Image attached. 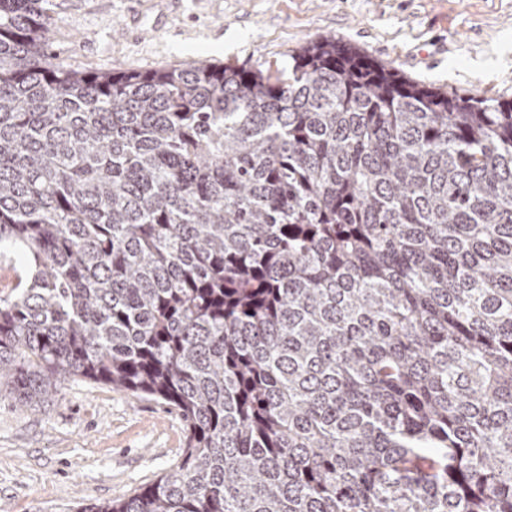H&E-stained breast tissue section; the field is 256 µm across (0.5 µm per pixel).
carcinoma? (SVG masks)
<instances>
[{
	"instance_id": "carcinoma-1",
	"label": "carcinoma",
	"mask_w": 512,
	"mask_h": 512,
	"mask_svg": "<svg viewBox=\"0 0 512 512\" xmlns=\"http://www.w3.org/2000/svg\"><path fill=\"white\" fill-rule=\"evenodd\" d=\"M0 0V392L175 407L84 512H512V100L334 37L288 65L76 71Z\"/></svg>"
}]
</instances>
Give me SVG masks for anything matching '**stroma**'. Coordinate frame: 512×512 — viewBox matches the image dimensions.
Here are the masks:
<instances>
[{
    "instance_id": "1",
    "label": "stroma",
    "mask_w": 512,
    "mask_h": 512,
    "mask_svg": "<svg viewBox=\"0 0 512 512\" xmlns=\"http://www.w3.org/2000/svg\"><path fill=\"white\" fill-rule=\"evenodd\" d=\"M53 48L75 69L281 65L332 36L411 80L512 99V0H56ZM174 410L65 380L29 407L0 395V512L128 499L179 460Z\"/></svg>"
}]
</instances>
